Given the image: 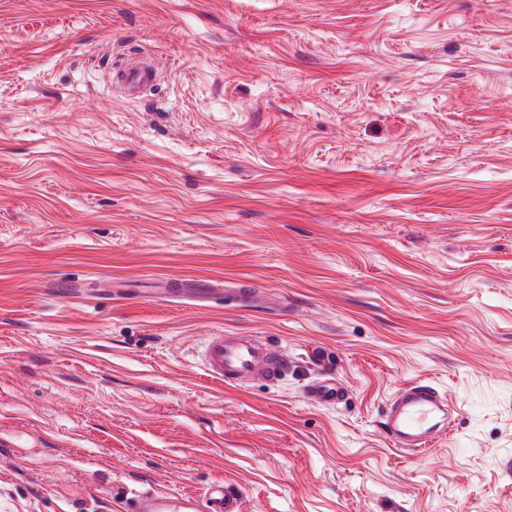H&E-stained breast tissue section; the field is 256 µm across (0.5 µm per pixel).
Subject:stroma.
I'll return each instance as SVG.
<instances>
[{"instance_id":"35a3bbf8","label":"stroma","mask_w":512,"mask_h":512,"mask_svg":"<svg viewBox=\"0 0 512 512\" xmlns=\"http://www.w3.org/2000/svg\"><path fill=\"white\" fill-rule=\"evenodd\" d=\"M186 279L225 293L149 294ZM223 331L287 374L207 379ZM415 380L456 414L406 455ZM217 484L512 512V0H0V512ZM117 83L128 96H137L142 90L154 86L158 79V69L154 62L143 61L125 65L116 72ZM307 393L310 400L323 404L339 403L343 400L345 394L340 385L329 380L311 384ZM383 428L396 450L424 453L448 428V398L428 381L406 384L386 405Z\"/></svg>"}]
</instances>
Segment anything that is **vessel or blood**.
Masks as SVG:
<instances>
[{"instance_id": "b4317fda", "label": "vessel or blood", "mask_w": 512, "mask_h": 512, "mask_svg": "<svg viewBox=\"0 0 512 512\" xmlns=\"http://www.w3.org/2000/svg\"><path fill=\"white\" fill-rule=\"evenodd\" d=\"M120 88L130 96L154 86L158 69L143 61L117 70ZM202 369L210 380L238 387L255 379L277 380L288 369V356L269 342L251 336L219 334L209 337L201 355ZM310 400L341 402L344 390L332 381H319L308 388ZM384 432L396 450L425 452L448 428V398L434 384L416 381L401 387L383 414ZM136 512H241L239 500L215 486L206 496L160 492L142 496Z\"/></svg>"}]
</instances>
